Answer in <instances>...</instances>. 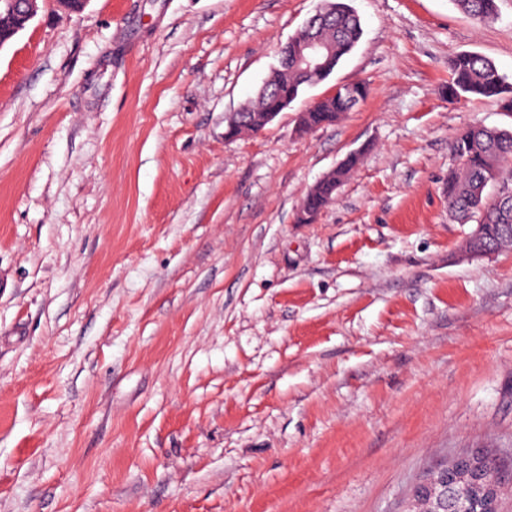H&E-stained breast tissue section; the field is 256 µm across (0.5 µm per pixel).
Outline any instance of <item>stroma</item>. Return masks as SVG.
Listing matches in <instances>:
<instances>
[{"label":"stroma","mask_w":512,"mask_h":512,"mask_svg":"<svg viewBox=\"0 0 512 512\" xmlns=\"http://www.w3.org/2000/svg\"><path fill=\"white\" fill-rule=\"evenodd\" d=\"M350 3L353 52L233 139L321 0H40L0 47V512H407L459 452L512 464V248L447 199L457 131L512 129L447 94L463 52L512 79V0ZM457 5L473 20L483 23L492 19L496 6L494 0H455ZM368 93L369 90L365 83L356 82L351 85L348 91L321 97L317 103L311 104L301 113L298 121L299 129L307 132L335 122L344 112H348L357 103L364 101ZM306 112V127L309 130L304 125ZM360 154H350L346 160L336 168V172L323 177L307 193L304 198L300 213L299 223H309L322 209L327 207L336 194L347 173L357 165Z\"/></svg>","instance_id":"1"}]
</instances>
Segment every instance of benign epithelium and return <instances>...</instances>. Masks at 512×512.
I'll list each match as a JSON object with an SVG mask.
<instances>
[{"label":"benign epithelium","mask_w":512,"mask_h":512,"mask_svg":"<svg viewBox=\"0 0 512 512\" xmlns=\"http://www.w3.org/2000/svg\"><path fill=\"white\" fill-rule=\"evenodd\" d=\"M37 2L38 0H0V13L17 20V24L9 28L8 36H0V48L36 16ZM332 53L333 48L330 45L320 37L312 36L304 42L293 58L283 59V64L290 63L295 67L303 64L308 71L318 70ZM463 475L469 476L472 488L477 491L474 508L479 512H500L501 488L512 487V470L488 472L486 454L481 450L459 455L450 463L437 468L428 479L414 487L413 495L435 498L442 512L450 509L455 512H472L464 507L463 500L458 495V482Z\"/></svg>","instance_id":"obj_1"}]
</instances>
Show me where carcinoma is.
<instances>
[{
  "instance_id": "cac0c4a2",
  "label": "carcinoma",
  "mask_w": 512,
  "mask_h": 512,
  "mask_svg": "<svg viewBox=\"0 0 512 512\" xmlns=\"http://www.w3.org/2000/svg\"><path fill=\"white\" fill-rule=\"evenodd\" d=\"M457 5L473 20L483 23L494 17L495 0H455ZM335 16L315 27L321 38L333 45L327 69L321 73H307L293 67L288 72L272 77L274 92L257 95L242 108L254 120L253 130L265 129L258 122L264 112L279 109L282 100L294 102L300 93L327 79L341 60L351 53L362 37L360 18L346 3L334 0ZM369 90L365 83L356 82L350 89L326 95L307 109L306 127L310 130L335 122L340 115L365 100ZM493 98L502 109L512 112V82L502 75L493 61L478 53H463L452 61V81L448 84V98ZM454 167L448 174V211L456 219L466 222L478 217L475 232L470 237L477 246L490 245L501 250L512 246V234L503 225H512V213L501 211V201L496 194L486 193V188L505 183L512 188V174L504 177V165L512 162V130L473 125L460 130L450 144ZM360 154H351L336 168V172L322 178L304 198L298 222H310L327 207L347 173L357 165Z\"/></svg>"
}]
</instances>
